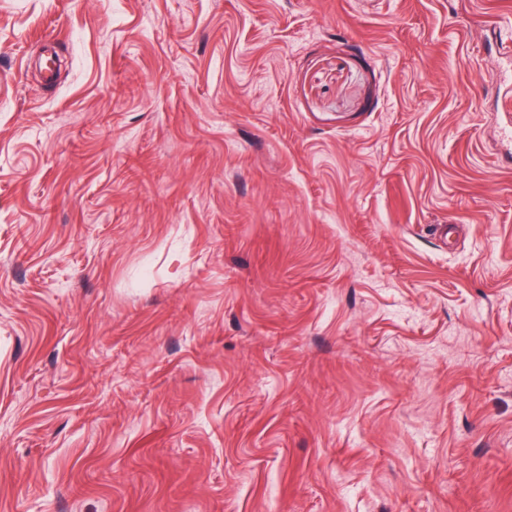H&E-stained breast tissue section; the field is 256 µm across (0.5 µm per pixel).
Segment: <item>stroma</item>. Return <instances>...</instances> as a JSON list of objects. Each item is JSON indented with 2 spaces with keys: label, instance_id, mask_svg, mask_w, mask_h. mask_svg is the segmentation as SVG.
I'll list each match as a JSON object with an SVG mask.
<instances>
[{
  "label": "stroma",
  "instance_id": "stroma-1",
  "mask_svg": "<svg viewBox=\"0 0 512 512\" xmlns=\"http://www.w3.org/2000/svg\"><path fill=\"white\" fill-rule=\"evenodd\" d=\"M512 0H0V512H512Z\"/></svg>",
  "mask_w": 512,
  "mask_h": 512
}]
</instances>
